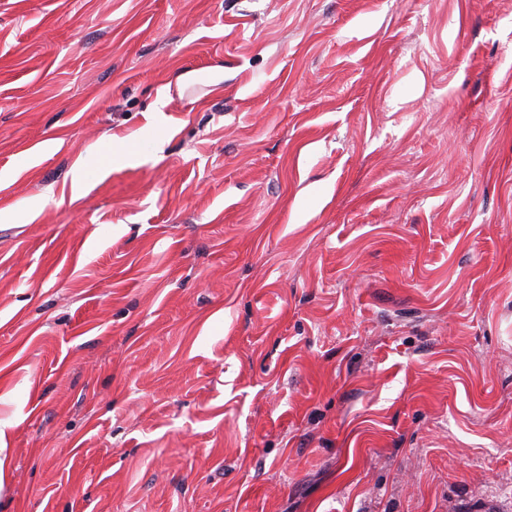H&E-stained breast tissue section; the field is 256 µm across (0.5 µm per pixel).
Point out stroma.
Segmentation results:
<instances>
[{"label": "stroma", "mask_w": 512, "mask_h": 512, "mask_svg": "<svg viewBox=\"0 0 512 512\" xmlns=\"http://www.w3.org/2000/svg\"><path fill=\"white\" fill-rule=\"evenodd\" d=\"M0 431V512H512V0H0Z\"/></svg>", "instance_id": "1"}]
</instances>
